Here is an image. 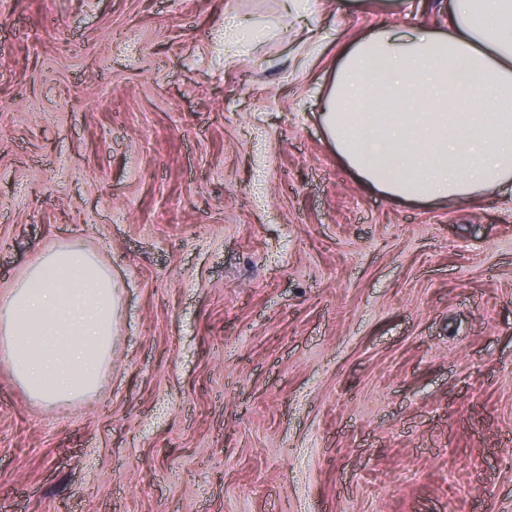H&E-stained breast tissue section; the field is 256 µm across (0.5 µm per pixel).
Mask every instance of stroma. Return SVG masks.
Returning a JSON list of instances; mask_svg holds the SVG:
<instances>
[{"mask_svg": "<svg viewBox=\"0 0 512 512\" xmlns=\"http://www.w3.org/2000/svg\"><path fill=\"white\" fill-rule=\"evenodd\" d=\"M414 20L0 0V290L73 243L121 299L85 398L0 361V512H512V189L392 202L319 119L340 46Z\"/></svg>", "mask_w": 512, "mask_h": 512, "instance_id": "35a3bbf8", "label": "stroma"}]
</instances>
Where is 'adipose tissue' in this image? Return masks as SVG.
<instances>
[{"label": "adipose tissue", "mask_w": 512, "mask_h": 512, "mask_svg": "<svg viewBox=\"0 0 512 512\" xmlns=\"http://www.w3.org/2000/svg\"><path fill=\"white\" fill-rule=\"evenodd\" d=\"M447 27L378 25L343 47L320 120L360 184L466 202L512 183V0H447ZM120 299L96 255L60 245L0 292V356L39 402L95 391Z\"/></svg>", "instance_id": "adipose-tissue-1"}]
</instances>
